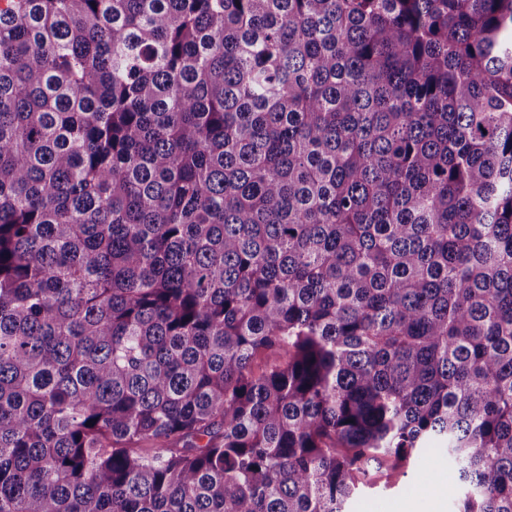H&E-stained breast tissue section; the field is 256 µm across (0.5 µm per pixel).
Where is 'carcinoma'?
Segmentation results:
<instances>
[{
  "instance_id": "1",
  "label": "carcinoma",
  "mask_w": 512,
  "mask_h": 512,
  "mask_svg": "<svg viewBox=\"0 0 512 512\" xmlns=\"http://www.w3.org/2000/svg\"><path fill=\"white\" fill-rule=\"evenodd\" d=\"M433 440L512 512V0H0V512H350Z\"/></svg>"
}]
</instances>
